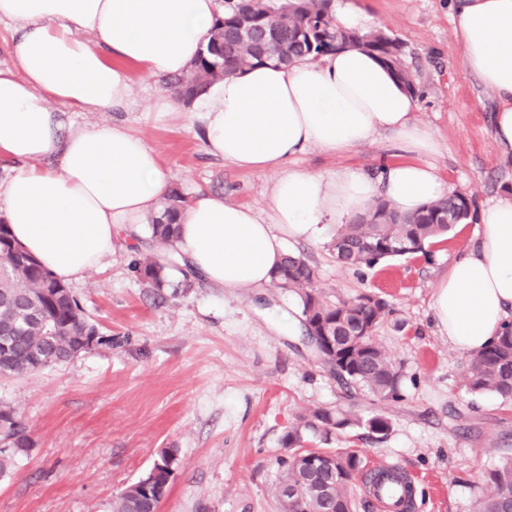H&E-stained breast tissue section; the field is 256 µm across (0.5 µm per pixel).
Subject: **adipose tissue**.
Listing matches in <instances>:
<instances>
[{"label":"adipose tissue","mask_w":512,"mask_h":512,"mask_svg":"<svg viewBox=\"0 0 512 512\" xmlns=\"http://www.w3.org/2000/svg\"><path fill=\"white\" fill-rule=\"evenodd\" d=\"M451 24L464 69L497 107L490 130L512 160V0H453ZM221 0H0L17 23L10 66L0 67V154L20 166L0 183V221L14 242L57 280H82L124 235L157 214L171 176L156 150L117 123L66 124L60 112L127 109L131 68L153 78L182 74L207 44ZM157 112H190L208 153L239 167L280 168L267 215L200 192L183 211L174 248L199 276L234 294L270 284L285 239L319 240L384 197L410 216L448 193L431 130L417 100L366 52L342 48L312 61L256 66L210 84L193 104L167 94ZM388 132L416 162L394 161L378 177L304 172L309 148L348 151ZM476 232L435 289L441 334L473 354L512 323V193L475 210Z\"/></svg>","instance_id":"obj_1"}]
</instances>
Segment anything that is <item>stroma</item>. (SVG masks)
<instances>
[{
    "instance_id": "stroma-1",
    "label": "stroma",
    "mask_w": 512,
    "mask_h": 512,
    "mask_svg": "<svg viewBox=\"0 0 512 512\" xmlns=\"http://www.w3.org/2000/svg\"><path fill=\"white\" fill-rule=\"evenodd\" d=\"M372 28L399 40L415 79L417 119L438 142L426 160L452 190L481 206L512 187L489 127L493 97L461 65L449 0H352ZM133 104L124 112H70L79 125L124 123L155 149L187 196L209 190L268 211L275 170H244L207 153L189 116L153 109L166 80L132 70ZM393 135L344 152L310 149L293 163L307 172L362 170L407 159ZM335 229L317 243L289 242L318 273L333 303L363 293L392 312L375 338L403 369L398 401L349 393L308 343L297 301L279 288L231 295L200 280L145 287L131 267L140 245L121 242L105 266L71 283L86 314L111 336L72 361L37 373L0 377V402L12 405L33 442L0 478V512H111L113 498L144 476L164 448L177 451L159 512H278L275 487L282 437L298 415L340 407L385 417L386 435L351 429L331 447L360 450L369 466L397 464L418 477L415 512H470L487 492L486 473L512 455V403L469 392L468 354L433 325L439 278L467 243L450 231L424 252L371 269L337 264ZM289 316L287 329L265 311Z\"/></svg>"
}]
</instances>
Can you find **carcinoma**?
Segmentation results:
<instances>
[{
	"label": "carcinoma",
	"instance_id": "carcinoma-1",
	"mask_svg": "<svg viewBox=\"0 0 512 512\" xmlns=\"http://www.w3.org/2000/svg\"><path fill=\"white\" fill-rule=\"evenodd\" d=\"M329 0H234L213 24L211 39L188 74L173 78L177 93L194 98L211 81L261 64H286L315 59L347 45L375 55L408 90L415 91L400 42L381 29L369 32L338 27ZM248 24L274 34V43L237 41L236 28ZM188 197L173 187L158 214L146 227L148 250L138 253L132 268L148 288L170 285L169 270L177 268L166 253L173 246L180 213ZM473 200L452 193L413 216L398 214L385 201L373 206L368 223L342 224L331 248L336 261L350 269H371L382 261L404 256L393 246L402 241L427 242L446 235L470 218ZM7 225L0 223V377L39 372L66 363L94 347L112 344L83 311L67 285L55 280L33 257L18 255ZM317 273L303 258L287 255L272 284L297 298L308 335L314 337L324 365L349 388L382 401L401 398L402 366L375 339L374 331L391 313L388 302L372 294L327 303L316 288ZM361 324L371 333L356 336ZM332 334L334 343L324 340ZM467 384L474 394L512 400V324L470 359ZM355 426L376 435L389 429L386 418L364 419L336 409L316 408L296 419L283 436L288 454L281 459L283 476L276 488L280 512H356L357 480L366 462L353 448H311L309 437L327 441ZM0 477L9 474L18 455L32 446L15 409L0 403ZM177 449L164 448L154 463L149 484L135 482L112 500V512H158L170 484L169 467ZM489 494L473 512H512V457L487 473Z\"/></svg>",
	"mask_w": 512,
	"mask_h": 512
}]
</instances>
